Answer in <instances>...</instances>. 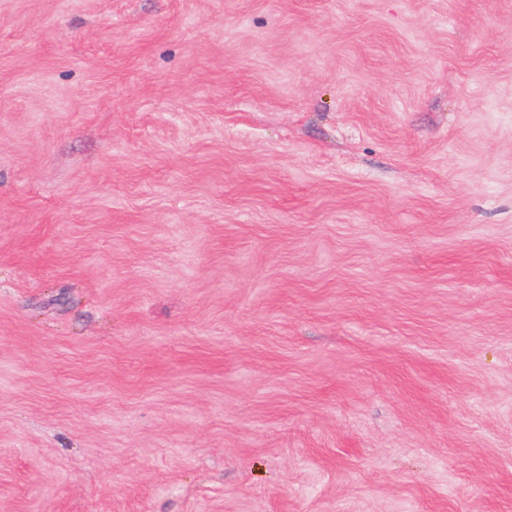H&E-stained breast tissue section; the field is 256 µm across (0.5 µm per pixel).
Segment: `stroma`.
I'll return each instance as SVG.
<instances>
[{
	"label": "stroma",
	"instance_id": "stroma-1",
	"mask_svg": "<svg viewBox=\"0 0 512 512\" xmlns=\"http://www.w3.org/2000/svg\"><path fill=\"white\" fill-rule=\"evenodd\" d=\"M0 512H512V0H0Z\"/></svg>",
	"mask_w": 512,
	"mask_h": 512
}]
</instances>
